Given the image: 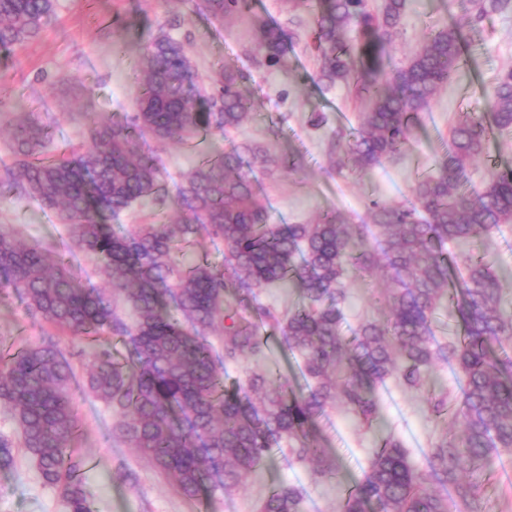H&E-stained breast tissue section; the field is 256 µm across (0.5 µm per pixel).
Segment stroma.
<instances>
[{
  "instance_id": "obj_1",
  "label": "stroma",
  "mask_w": 512,
  "mask_h": 512,
  "mask_svg": "<svg viewBox=\"0 0 512 512\" xmlns=\"http://www.w3.org/2000/svg\"><path fill=\"white\" fill-rule=\"evenodd\" d=\"M458 12V0H407L390 45L391 67L402 66L421 49L431 31ZM264 24L283 35L286 52L280 64H269L258 49L259 28ZM312 28V15L287 10L284 0H254L251 12L221 23L195 12L191 0H55L49 25L10 52H0V167L13 160L10 130L19 113L32 114L49 125L56 147L88 145L92 126L132 114L142 79L138 58L148 39L164 32L189 41L201 90H209L210 77L218 68L237 71L253 112L250 121L223 140L202 136L190 146L151 137L140 140L139 151L154 157L168 190H175L216 150L248 141L268 154L298 160L290 171L254 169L256 188L266 201L271 223L307 224L333 209L341 211L349 223L366 224L371 201L410 203L413 183L434 171L456 116L484 112L486 91L495 76L512 68V11L491 13L474 41L472 62L461 67L420 112L417 140L366 174L347 168L338 171L329 164L331 133L339 127L356 128L367 103L344 87L328 90L318 82V61L307 48ZM315 112L326 114V124L310 125ZM493 165L512 167V134L492 133L486 156L467 170L475 186L483 185ZM1 224L26 244L63 254L82 283L103 286L100 269L74 246L54 212L18 197L0 183ZM468 249L490 254L502 289V306L512 312V224L502 225ZM385 286L380 275L348 278V325L383 318L385 310L375 296ZM49 338L75 351V367L83 369L86 360L78 355L81 339L33 317L14 294L0 290V342L36 345ZM268 366L278 369L291 384L302 381L298 360L274 341L264 357L250 356L229 366L225 380H241ZM73 392L81 420L75 446L85 462L96 512H257L269 489L280 482L302 488L304 512H336L341 486L321 480L309 465L279 452L267 468L249 474L240 490L188 499L148 458L113 438L110 411L81 387ZM378 396L382 417L404 440L414 464L426 468V450L437 430L423 394L390 382L379 389ZM319 428L329 455L348 473H359L377 431L363 430L338 410L320 421ZM15 455L14 467L0 470V512H66L60 490L43 483L23 449H16ZM127 472L136 474V485L124 480ZM483 503L487 512H512V454L497 461L484 488Z\"/></svg>"
}]
</instances>
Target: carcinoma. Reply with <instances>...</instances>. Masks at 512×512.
<instances>
[{"mask_svg": "<svg viewBox=\"0 0 512 512\" xmlns=\"http://www.w3.org/2000/svg\"><path fill=\"white\" fill-rule=\"evenodd\" d=\"M192 3L219 22L252 8V0ZM460 5L451 24L386 77L406 0H382L376 12L366 0H288L314 16L319 80L350 85L369 102L356 131L338 128L331 137L332 167L350 159L362 172L398 152L418 113L468 63L463 31L489 12L512 10V0ZM53 16L54 0H0V49L38 35ZM259 48L279 63V30L261 27ZM139 64L136 112L92 127L85 151L58 154L48 151L46 125L21 120L5 169L11 188L68 225L109 288L84 287L53 251L0 229V289L31 315L89 341L83 388L112 410L113 436L148 457L186 498L237 491L274 449L286 448L343 487L336 512H483L484 482L501 453H512V314L502 308L488 254L458 255L449 246L512 223L511 167L492 171L479 189L467 179L490 131H512V69L497 76L488 111L467 113L450 128L448 151L436 172L416 180L411 205L374 201L370 224H350L337 210L310 224H271L253 166L292 168L293 159L235 145L201 161L169 202L154 158L136 148L145 134L189 144L248 122L252 105L238 74L215 71L211 91L201 93L187 44L164 34L146 43ZM150 196L183 218L112 231L109 220ZM201 239L224 244V266L205 257L183 264V251ZM354 270H380L390 287L378 296L386 316L347 331L345 278ZM283 283L301 295L297 307L282 315L257 302V289ZM442 312L452 335L439 340L434 326ZM268 327L284 352L300 358L301 390L268 368L224 385V367L265 354ZM212 333L220 352L208 341ZM104 334L120 338L125 353L97 343ZM440 364L453 369L459 390L435 381ZM390 379L424 392L440 424L427 448L428 470L415 467L390 432L348 481L320 445L316 425L336 407L371 427L380 417L375 391ZM76 382L72 355L56 341L0 348V405L11 411L18 436L0 435V470L12 468L14 449L23 448L43 482L62 490L67 512H95L73 448ZM303 502L300 487L280 483L260 512H303Z\"/></svg>", "mask_w": 512, "mask_h": 512, "instance_id": "1", "label": "carcinoma"}]
</instances>
